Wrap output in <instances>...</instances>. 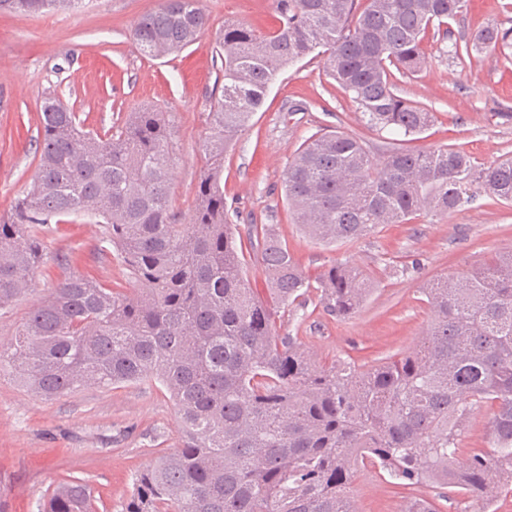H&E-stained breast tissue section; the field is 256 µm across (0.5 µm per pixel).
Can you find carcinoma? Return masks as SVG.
<instances>
[{
    "label": "carcinoma",
    "mask_w": 512,
    "mask_h": 512,
    "mask_svg": "<svg viewBox=\"0 0 512 512\" xmlns=\"http://www.w3.org/2000/svg\"><path fill=\"white\" fill-rule=\"evenodd\" d=\"M77 0H0V11L38 13ZM467 0H274L277 26L260 33L224 22L215 57L222 94L210 102L207 165L192 220L172 199L174 115L145 107L103 134L79 129L57 98L42 105L36 172L0 218V315L25 296L47 262L43 236L54 218L89 214L102 225L139 295L66 270L34 306L14 341L0 347L35 396L55 399L88 385L154 381L178 406L181 445L135 474L125 512H351L348 488L367 460L408 487L456 489L482 505L512 495V251L469 274L422 288L435 319L420 350L362 369L318 367L277 320L317 293L349 318L371 291L359 267L335 263L311 276L270 224H252L247 244L224 218V152L290 63L311 54L366 123L406 136L434 115L398 96L394 71H421V43ZM209 27L199 0H163L130 31L140 53L159 58L195 43ZM490 25L476 53L508 45ZM283 184L295 223L314 241L358 240L408 224L426 208L451 214L476 186L512 202V159L479 167L451 148H393L375 159L340 131L311 135L288 160ZM260 256L266 288L250 287L247 256ZM493 409L487 447L461 457L475 412ZM85 479L56 486L39 512H94Z\"/></svg>",
    "instance_id": "cac0c4a2"
}]
</instances>
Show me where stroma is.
<instances>
[{"mask_svg": "<svg viewBox=\"0 0 512 512\" xmlns=\"http://www.w3.org/2000/svg\"><path fill=\"white\" fill-rule=\"evenodd\" d=\"M506 0H469L448 32L423 40L426 68L397 75L396 91L434 114L416 136L369 128L356 103L309 56L279 73L263 105L236 145L224 155V214L237 236L253 224L275 225L301 268L315 275L337 262L365 270L372 291L348 320L325 311L316 296L293 306L277 323L299 338L323 364L349 360L367 367L418 350L433 320L423 284L492 263L512 251V203L481 196L452 214L424 212L408 224H392L370 236L325 247L294 223L283 192V172L294 150L312 134L336 127L363 140L374 156L395 147L447 146L480 164L512 156V48L507 53L449 55L480 29H512ZM162 0H83L78 9L0 13V216L33 177L40 108L54 96L76 112L85 128L104 132L142 107L173 113L177 134L172 194L182 220H190L200 171L207 159L202 140L212 96L224 78L214 61L215 34L225 21L259 31L275 26L273 0H200L210 26L181 53L152 59L130 38L134 22ZM102 227L85 215L45 230L47 255L69 248L77 271L119 283L127 294L143 287L129 279L119 259L100 250ZM60 277L45 264L32 290L0 316V345L9 344L31 307ZM174 400L151 383L89 386L43 401L9 372H0V512H37L36 503L70 477L88 479L97 512H123L134 472L153 465L160 450L180 443ZM354 512H403L411 496L432 501L438 512H467L454 489L396 487L369 464L350 484Z\"/></svg>", "mask_w": 512, "mask_h": 512, "instance_id": "1", "label": "stroma"}]
</instances>
